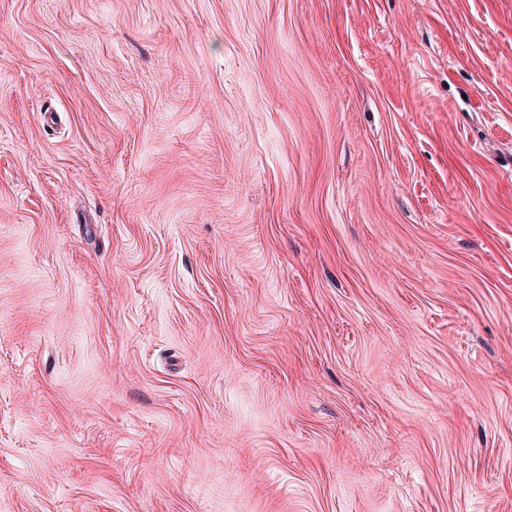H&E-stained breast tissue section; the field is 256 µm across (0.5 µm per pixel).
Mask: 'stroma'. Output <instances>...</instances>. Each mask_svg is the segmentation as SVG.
Returning <instances> with one entry per match:
<instances>
[{
	"label": "stroma",
	"instance_id": "stroma-1",
	"mask_svg": "<svg viewBox=\"0 0 512 512\" xmlns=\"http://www.w3.org/2000/svg\"><path fill=\"white\" fill-rule=\"evenodd\" d=\"M0 512H512V0H0Z\"/></svg>",
	"mask_w": 512,
	"mask_h": 512
}]
</instances>
